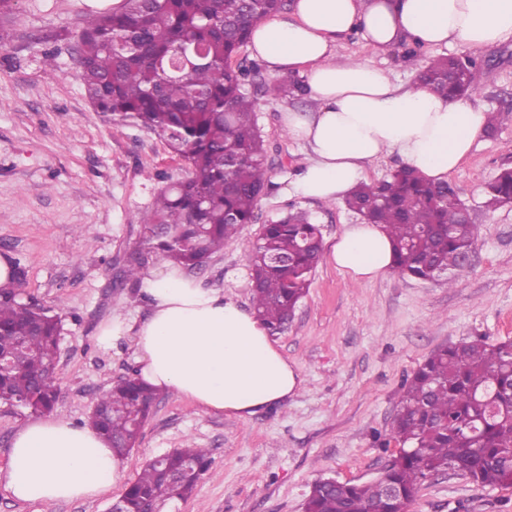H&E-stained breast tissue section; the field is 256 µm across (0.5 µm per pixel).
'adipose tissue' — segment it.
Here are the masks:
<instances>
[{
	"label": "adipose tissue",
	"mask_w": 512,
	"mask_h": 512,
	"mask_svg": "<svg viewBox=\"0 0 512 512\" xmlns=\"http://www.w3.org/2000/svg\"><path fill=\"white\" fill-rule=\"evenodd\" d=\"M361 30L378 53L402 41L478 49L512 39V0H294L282 17L257 22L250 50L269 75L298 74L317 107L287 112L289 135L303 143L307 163L288 184L302 199L338 203L387 153L427 179L447 180L487 125L486 110L419 85L394 81L366 60L342 61L339 40ZM354 281L393 268L379 224H348L330 252ZM150 314L113 316L101 326L104 345L127 339L138 377L203 410L245 419L284 403L302 379L253 312L202 286L171 263L143 273ZM125 468L93 428L60 419L26 423L10 451L7 487L22 502L51 504L94 498L122 484Z\"/></svg>",
	"instance_id": "ef3b65f1"
}]
</instances>
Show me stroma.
Returning <instances> with one entry per match:
<instances>
[{"instance_id":"35a3bbf8","label":"stroma","mask_w":512,"mask_h":512,"mask_svg":"<svg viewBox=\"0 0 512 512\" xmlns=\"http://www.w3.org/2000/svg\"><path fill=\"white\" fill-rule=\"evenodd\" d=\"M112 0H11L0 11V255L20 271L24 298L59 315L58 396L53 417L86 424L98 398L135 374L127 340L105 347L101 326L113 314L144 318L141 285L124 280L130 261L157 268L146 252L142 213L167 183L188 175L163 137L98 112L78 78L76 34ZM461 46L396 45L375 53L360 31L339 42L341 59H368L398 82L416 80L430 56L460 55ZM473 101L506 115L482 136L449 177L462 191L480 235L454 286L389 272L356 283L328 259L312 274L307 295L272 339L303 387L282 404L246 420L206 413L169 394L159 399L138 444L123 457L126 481L152 458L193 445L211 464L195 491L166 512H304L321 478L367 482L386 464L382 444L397 413L404 379L438 348L475 339L512 340V204L485 210L484 187L512 164V41L484 48ZM310 95L288 101L263 96L256 123L271 183L255 223L193 271L205 287L251 309L246 250L264 224L289 204L309 211L331 245L360 217L345 204L289 194L290 177L307 160L284 129L286 111L309 113ZM33 414L0 403V512H107L121 489L51 505L16 500L6 487L16 432ZM409 512H512V488H481L441 473L422 484Z\"/></svg>"}]
</instances>
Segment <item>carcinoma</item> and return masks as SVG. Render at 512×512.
Listing matches in <instances>:
<instances>
[{
	"label": "carcinoma",
	"mask_w": 512,
	"mask_h": 512,
	"mask_svg": "<svg viewBox=\"0 0 512 512\" xmlns=\"http://www.w3.org/2000/svg\"><path fill=\"white\" fill-rule=\"evenodd\" d=\"M287 0H124L88 16L78 35L80 80L88 101L163 136L189 176L162 189L142 216L149 253L192 271L256 218L268 186L258 95L278 100L305 92L295 80L255 84L259 63L232 67L252 25ZM481 61L468 55L427 61L417 81L438 94L477 90ZM484 207L512 204V166L485 186ZM346 207L392 240L395 269L453 284L480 227L468 219L459 189L425 181L403 166L360 184ZM318 225L289 211L248 249L251 302L269 329L283 327L306 295L322 258ZM60 320L15 289H0V354L18 357L0 371V403L52 412L57 399ZM161 393L136 378L118 381L95 405L89 424L119 455L133 448ZM388 441L398 445L375 482L312 485L305 512H404L429 478L458 471L481 487H512V340H481L431 353L406 379ZM206 448L177 449L149 461L121 499L126 512L192 494L208 461Z\"/></svg>",
	"instance_id": "carcinoma-1"
}]
</instances>
